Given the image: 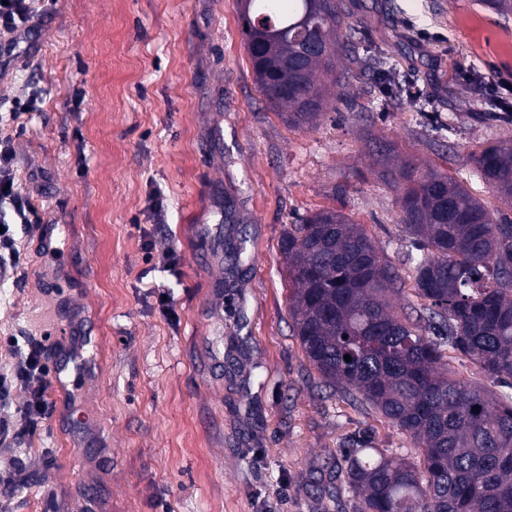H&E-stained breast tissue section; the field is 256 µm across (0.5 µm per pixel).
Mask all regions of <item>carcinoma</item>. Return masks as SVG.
Here are the masks:
<instances>
[{"instance_id":"1","label":"carcinoma","mask_w":512,"mask_h":512,"mask_svg":"<svg viewBox=\"0 0 512 512\" xmlns=\"http://www.w3.org/2000/svg\"><path fill=\"white\" fill-rule=\"evenodd\" d=\"M240 2L258 88L288 126L317 128L360 65L353 56L337 67L353 31L340 0ZM380 71L390 104L406 80ZM469 162L512 209V140L471 152ZM381 165L397 193L422 314L397 311L401 278L343 212L312 213L283 243L289 315L320 382L345 389L418 449L415 462L367 442L346 449L354 512H512V395L448 374L451 350L512 389V218L446 172Z\"/></svg>"}]
</instances>
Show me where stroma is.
Returning a JSON list of instances; mask_svg holds the SVG:
<instances>
[{"label": "stroma", "instance_id": "1", "mask_svg": "<svg viewBox=\"0 0 512 512\" xmlns=\"http://www.w3.org/2000/svg\"><path fill=\"white\" fill-rule=\"evenodd\" d=\"M343 7L356 56L411 77L426 112L380 106L365 67L318 128H288L254 82L239 0H58L35 18L0 77V102L37 93L17 176L38 218L18 233L22 276L0 279V375L13 338L40 341L48 367H93L51 390L28 447L0 444V512H353L342 449L366 435L414 457L374 409L321 386L293 333L282 243L302 217L343 211L396 268V304L420 307L379 160L392 150L499 207L468 156L512 139L496 118L512 97L468 81L512 78V16L478 0ZM168 250L172 274L152 262Z\"/></svg>", "mask_w": 512, "mask_h": 512}]
</instances>
